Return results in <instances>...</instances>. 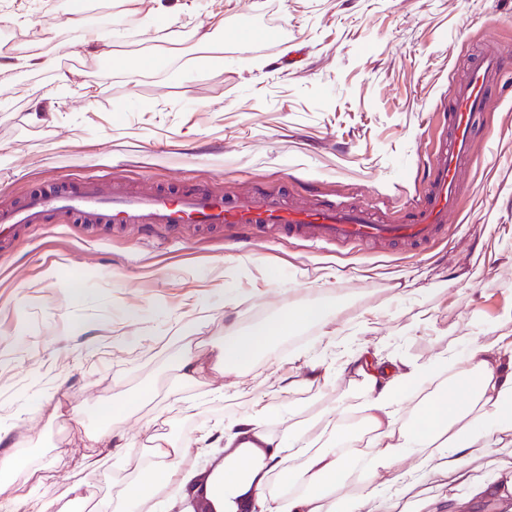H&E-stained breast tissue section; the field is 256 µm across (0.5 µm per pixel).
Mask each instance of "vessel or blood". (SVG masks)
Masks as SVG:
<instances>
[{"label":"vessel or blood","instance_id":"1","mask_svg":"<svg viewBox=\"0 0 512 512\" xmlns=\"http://www.w3.org/2000/svg\"><path fill=\"white\" fill-rule=\"evenodd\" d=\"M502 73L500 57L490 53L472 69L466 84L456 88L448 144L434 156V179L427 194L417 201L412 222L384 224L367 208L346 202L285 206L272 197L254 201L239 194L229 203L222 190L171 192L149 187L128 195L109 188L105 177L88 176L32 194L20 206L0 209V247L33 225L63 215L76 217L92 229L107 224L146 230L181 224L216 229L247 225L259 231L271 227L324 245L435 242L446 224L461 213L459 174L472 165L475 156L472 117L487 109L486 88L500 80Z\"/></svg>","mask_w":512,"mask_h":512}]
</instances>
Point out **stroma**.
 Wrapping results in <instances>:
<instances>
[{"instance_id":"35a3bbf8","label":"stroma","mask_w":512,"mask_h":512,"mask_svg":"<svg viewBox=\"0 0 512 512\" xmlns=\"http://www.w3.org/2000/svg\"><path fill=\"white\" fill-rule=\"evenodd\" d=\"M77 2L0 0V33L13 41L0 60L47 61L0 69V207L110 173L134 194L227 185L396 221L427 189L422 170L448 137L455 88L490 49L512 73V0H111L112 43L96 48L58 24ZM488 94L460 179L464 213L424 249L187 225L147 238L61 217L21 233L0 255V428L19 462L13 482L56 498L82 484L90 444L108 449L119 431L131 447L123 462L103 460L85 501L56 505L88 512L113 483L154 485L141 464L156 435L183 443L191 478L224 462L203 435L257 406L271 408L263 429L281 441L337 402L357 405L360 381L319 344L327 327L453 372L449 352L512 309V77ZM309 303L328 325L301 328L242 376L209 370L180 384L184 353L212 360L227 329ZM315 359L327 377L284 393L283 376Z\"/></svg>"}]
</instances>
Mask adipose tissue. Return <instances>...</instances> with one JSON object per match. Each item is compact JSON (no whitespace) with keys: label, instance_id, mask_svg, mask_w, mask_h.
Instances as JSON below:
<instances>
[{"label":"adipose tissue","instance_id":"adipose-tissue-1","mask_svg":"<svg viewBox=\"0 0 512 512\" xmlns=\"http://www.w3.org/2000/svg\"><path fill=\"white\" fill-rule=\"evenodd\" d=\"M322 307L311 305L252 324L247 333L229 332L215 357L214 369L238 375L268 353L286 335L307 324L322 323ZM512 312L501 316L492 335L460 361L457 372L441 377L435 368L383 360L367 350L348 355L344 369L362 379L363 420L371 442L338 436L335 419L349 412L334 407L333 418L289 431L275 445L260 426L263 412L238 425L221 428L224 468L207 483V496L219 512H420L423 500L414 490L421 477L434 474L459 487L490 489L500 472L512 468ZM430 393L411 418L402 409L421 385ZM325 436L316 444L315 435ZM177 441L158 438L150 451V468L164 484L184 482ZM371 478L362 491L341 494L357 470ZM277 476L281 492L270 489Z\"/></svg>","mask_w":512,"mask_h":512}]
</instances>
